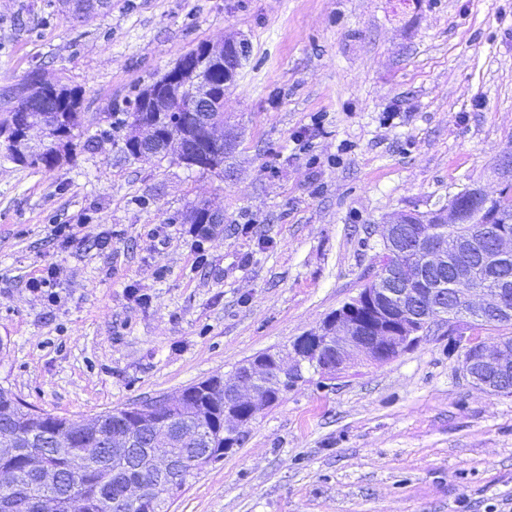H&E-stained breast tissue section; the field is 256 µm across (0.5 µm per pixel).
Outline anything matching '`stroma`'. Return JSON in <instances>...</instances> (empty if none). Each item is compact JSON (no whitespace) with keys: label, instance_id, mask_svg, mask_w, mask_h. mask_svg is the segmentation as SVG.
I'll return each instance as SVG.
<instances>
[{"label":"stroma","instance_id":"stroma-1","mask_svg":"<svg viewBox=\"0 0 512 512\" xmlns=\"http://www.w3.org/2000/svg\"><path fill=\"white\" fill-rule=\"evenodd\" d=\"M222 35L250 44L234 179L125 158L113 106ZM34 69L85 130L53 170L0 157V386L62 417L290 350L371 278L373 225L497 192L512 149V0H0V102ZM204 201L206 236L176 220ZM459 361L440 330L305 370L170 512H512V396Z\"/></svg>","mask_w":512,"mask_h":512}]
</instances>
